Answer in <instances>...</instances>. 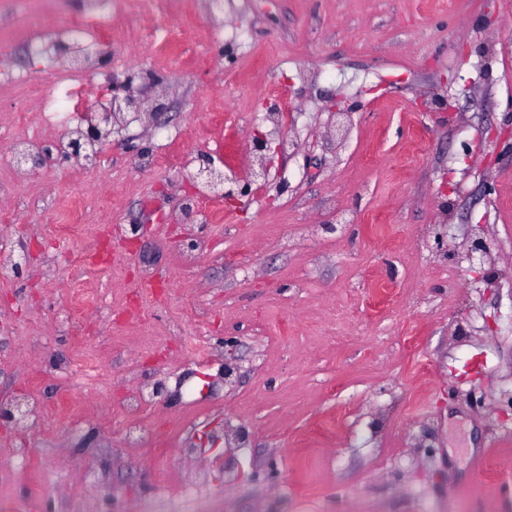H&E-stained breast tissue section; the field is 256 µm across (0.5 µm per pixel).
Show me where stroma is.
I'll return each mask as SVG.
<instances>
[{
  "label": "stroma",
  "mask_w": 512,
  "mask_h": 512,
  "mask_svg": "<svg viewBox=\"0 0 512 512\" xmlns=\"http://www.w3.org/2000/svg\"><path fill=\"white\" fill-rule=\"evenodd\" d=\"M83 10L0 14V235L20 252L0 403L47 408L0 426V491L54 512L37 484L65 468L90 495L93 469L132 512L175 499L220 427L228 512H512V0H115L112 84L166 85L161 125L31 173L2 133L15 112L63 132L2 81L52 83L29 42ZM274 108L290 147L257 182ZM203 155L230 158L243 195L194 224ZM81 285L103 308L70 311ZM196 335L210 365L183 349ZM87 358L91 396L57 375ZM148 384L161 397L130 417Z\"/></svg>",
  "instance_id": "35a3bbf8"
}]
</instances>
